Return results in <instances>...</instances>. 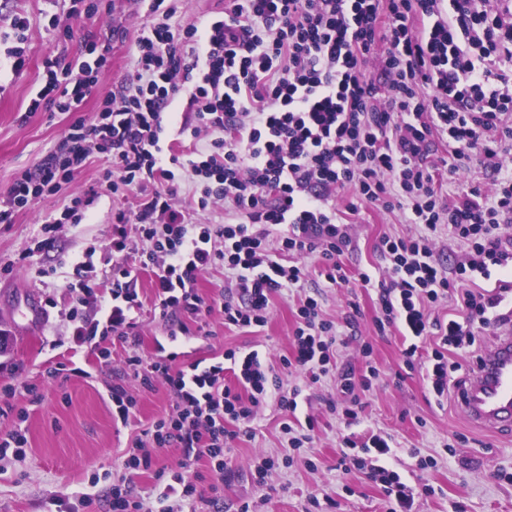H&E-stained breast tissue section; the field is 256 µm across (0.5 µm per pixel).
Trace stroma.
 <instances>
[{"label":"stroma","instance_id":"stroma-1","mask_svg":"<svg viewBox=\"0 0 512 512\" xmlns=\"http://www.w3.org/2000/svg\"><path fill=\"white\" fill-rule=\"evenodd\" d=\"M72 5V0H0V199L6 197L20 170L52 152L68 132L70 116L29 109L42 85L45 60L56 56L66 62L76 60L84 38L102 34L110 25L124 29V38L112 44L109 68L83 104V115L91 116L100 98L118 90L134 65L139 37L147 35L153 23L146 0H101L98 15L75 21L73 37L66 40L49 29L48 20L53 15L67 19ZM13 13L29 20L20 43L9 35L8 17ZM15 46L22 47L28 58L20 77L11 72L7 54ZM106 165L104 154L93 153L57 194L17 212L13 223L0 224V386L37 383L44 394L38 406L29 405L21 394L10 400L14 409L28 411L22 425L27 444L24 457L0 460V512H62V503L75 505L81 494L105 493L112 482L125 476L145 499L148 512H165L167 507L158 498L153 471L130 475L124 468L131 438L171 409L173 399L167 387L160 383L152 390L141 389L124 372L121 345L113 346L112 360L106 365L99 363L90 346H71L72 330L66 318L74 263L88 262L98 271L112 266L113 220L117 210L130 208L131 199L102 193L86 219L68 225L51 250L39 247L42 224L95 184ZM349 197V192L342 191L335 198L352 238L343 261L353 272L381 270V237L409 235L415 227L397 211L366 206L358 213H347ZM304 262L311 272L307 292L319 300L326 319L343 323L348 301L359 304L355 334L341 348L339 364H360V346L370 342L380 379L366 397L360 424L349 429L331 410L337 400L333 381L326 377L314 383L309 373H294L291 381L301 389L296 415L318 422L312 447L292 452L281 428L284 415L275 401H268L253 423V437L234 441L227 480H218L206 463H198L202 479L197 483L196 512H211L216 505L222 512H238L245 503L252 512H386L379 485L366 474L336 467L340 442L350 432L361 441L379 432L394 438L399 448L393 466L409 485L427 484L433 489L432 494L416 496V512H512V431L495 435L471 424L455 388L458 380L469 375L476 355L493 343L494 328L477 330L473 348L451 354L457 369L448 377L447 401L437 402L424 366L404 371L401 333L394 329L385 336L377 334L375 292L362 290L354 295L349 289L331 287L316 275L317 256H305ZM153 280V272L147 269L140 272L136 284L144 303L141 352L148 358L154 354L155 340L168 329L151 311ZM31 288L46 307L42 319L25 328L13 314L24 311V295ZM297 303L296 294L273 295L266 325L255 328L225 325L223 314L213 311L208 318L210 336L184 340L183 346L197 358L227 349L255 350L278 363L292 352ZM64 357L85 369V376L64 373L44 381V369ZM400 371L405 374L401 380L396 377ZM118 379L139 396L138 411L126 424L113 417L108 396L109 385ZM458 435L463 443L455 454L445 453L444 444ZM263 456L274 458L276 467L261 482L254 464ZM431 457L436 458V466L421 468V461Z\"/></svg>","mask_w":512,"mask_h":512}]
</instances>
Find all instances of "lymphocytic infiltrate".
Instances as JSON below:
<instances>
[{
    "mask_svg": "<svg viewBox=\"0 0 512 512\" xmlns=\"http://www.w3.org/2000/svg\"><path fill=\"white\" fill-rule=\"evenodd\" d=\"M149 9L155 21L137 44L133 69L92 117L79 110L108 66L118 28L84 42L93 63L46 61L45 83L29 109L73 120L63 142L16 177L0 202V224L56 194L96 151L109 160L101 188L134 193V206L115 215L110 243L134 261L112 266L103 279L75 266L72 339L105 364L112 358L107 342L117 340L142 388L168 387L171 410L131 440L124 466L154 470L162 498L191 502L195 465L207 461L223 477L231 442L252 437L263 403L272 398L295 413L300 389L285 385L254 350H228L207 364L160 343L144 359L138 272L154 274L161 320L185 314L197 322L204 305L197 275L222 267L230 289L215 305L225 323L261 327L272 295L306 282L305 267L285 265L282 256L319 254L329 285L375 290L377 330L399 326L412 336L402 351L406 368L426 358L433 393L447 398L450 354L474 345L475 327L497 323L512 294L507 284L495 292L468 285L474 275L487 279L492 268L512 265V236L504 232L512 224V169L501 161L512 152V0H225L223 17L203 32L177 20V0H151ZM179 96L192 111L178 130L192 140L182 154L163 141L164 116ZM474 159L492 170L493 191L474 184L445 198L438 181ZM185 172L196 191L180 209L172 186ZM344 189L352 192L350 212L398 210L418 228L381 238L379 278L349 273L341 260L351 238L332 199ZM221 202L232 221H193L194 212ZM443 230L465 248L452 268L434 255ZM449 300L455 314L432 316ZM88 305L96 317L85 316ZM297 317L283 367L307 371L315 383L334 376L344 424H356L379 370L367 343L362 368L337 364L355 313L335 324L308 295ZM228 373L234 385L225 384ZM166 448L182 452L173 476L156 464ZM395 452L390 435L363 443L347 436L339 464L377 482L388 512H413L415 489L387 465Z\"/></svg>",
    "mask_w": 512,
    "mask_h": 512,
    "instance_id": "lymphocytic-infiltrate-1",
    "label": "lymphocytic infiltrate"
}]
</instances>
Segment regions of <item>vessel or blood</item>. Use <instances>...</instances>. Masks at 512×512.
I'll return each mask as SVG.
<instances>
[{"label": "vessel or blood", "mask_w": 512, "mask_h": 512, "mask_svg": "<svg viewBox=\"0 0 512 512\" xmlns=\"http://www.w3.org/2000/svg\"><path fill=\"white\" fill-rule=\"evenodd\" d=\"M460 403L472 423L492 432L512 428V325L503 324L484 351Z\"/></svg>", "instance_id": "b4317fda"}]
</instances>
